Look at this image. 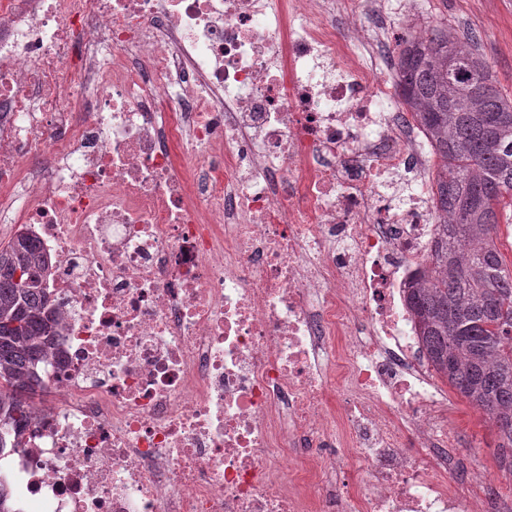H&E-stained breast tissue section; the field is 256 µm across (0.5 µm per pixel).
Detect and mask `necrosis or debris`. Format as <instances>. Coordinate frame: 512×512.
Listing matches in <instances>:
<instances>
[{"instance_id": "necrosis-or-debris-1", "label": "necrosis or debris", "mask_w": 512, "mask_h": 512, "mask_svg": "<svg viewBox=\"0 0 512 512\" xmlns=\"http://www.w3.org/2000/svg\"><path fill=\"white\" fill-rule=\"evenodd\" d=\"M357 4L0 0V196L57 318L17 512H512L452 480L402 298L433 157Z\"/></svg>"}]
</instances>
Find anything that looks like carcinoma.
<instances>
[{
	"label": "carcinoma",
	"mask_w": 512,
	"mask_h": 512,
	"mask_svg": "<svg viewBox=\"0 0 512 512\" xmlns=\"http://www.w3.org/2000/svg\"><path fill=\"white\" fill-rule=\"evenodd\" d=\"M397 87L437 158V240L406 303L431 367L495 422L512 473V272L495 244L512 212V100L472 40L441 24L398 38ZM37 244L24 232L0 246V454L29 425L57 322Z\"/></svg>",
	"instance_id": "1"
}]
</instances>
